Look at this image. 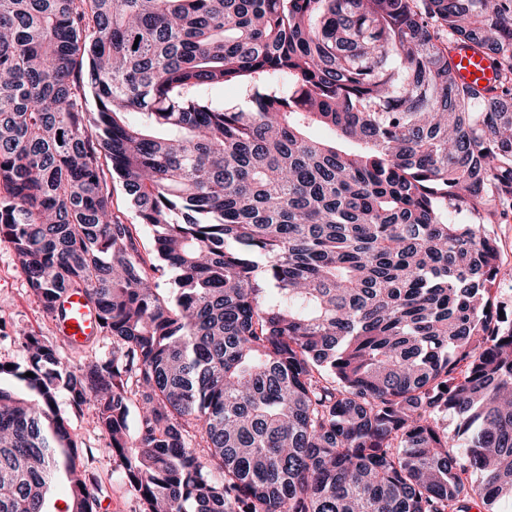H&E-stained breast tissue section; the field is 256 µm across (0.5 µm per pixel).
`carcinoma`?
<instances>
[{
    "instance_id": "1",
    "label": "carcinoma",
    "mask_w": 512,
    "mask_h": 512,
    "mask_svg": "<svg viewBox=\"0 0 512 512\" xmlns=\"http://www.w3.org/2000/svg\"><path fill=\"white\" fill-rule=\"evenodd\" d=\"M511 219L512 0H0V242L110 346L0 364V512H94L61 390L144 512H499ZM457 73L460 80L467 84L478 86L492 85L494 81V68L492 63L472 50L457 51L454 55ZM486 82V85L481 84ZM211 96L224 103L226 106H235L237 108H246L249 106L246 87L239 84H226L219 86L211 91ZM494 231L500 246L502 265L512 270V220L509 224L494 225ZM492 295L494 307L498 310V313L503 310V317L512 319V277L500 281L493 289Z\"/></svg>"
}]
</instances>
